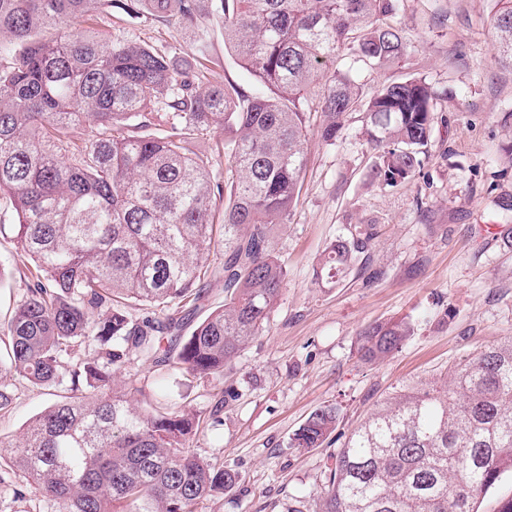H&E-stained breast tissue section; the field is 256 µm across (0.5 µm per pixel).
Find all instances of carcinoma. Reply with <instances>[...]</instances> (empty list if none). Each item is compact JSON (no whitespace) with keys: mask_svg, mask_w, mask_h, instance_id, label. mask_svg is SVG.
<instances>
[{"mask_svg":"<svg viewBox=\"0 0 512 512\" xmlns=\"http://www.w3.org/2000/svg\"><path fill=\"white\" fill-rule=\"evenodd\" d=\"M398 0H0V196L16 212L17 248L34 263L6 323L0 413L18 378L64 388L15 442L0 440L27 492L49 512H198L232 491L237 472L197 456L191 409L142 412L115 384L134 360L220 378L264 331L288 279L272 249L302 187L308 138L301 100L343 52L368 66L406 44L381 18ZM495 54L512 64V0H494ZM102 7L191 30L176 57L85 24ZM255 83L246 100L212 80L208 27ZM436 95L408 77L366 105L374 182L421 175ZM360 96L350 71L321 101L325 141ZM86 123L97 126L82 136ZM224 130V178L187 143ZM224 202L222 217L217 203ZM224 266L208 263L215 232ZM323 251L336 284L375 236L353 224ZM224 274V305L185 335L207 285ZM148 310L135 317L128 303ZM414 335L400 319L364 327L358 359L382 361ZM92 355H87L86 350ZM340 411L324 405L290 437L322 447ZM512 475V338L481 348L450 380L406 384L377 402L340 446L316 492L319 512H477Z\"/></svg>","mask_w":512,"mask_h":512,"instance_id":"obj_1","label":"carcinoma"}]
</instances>
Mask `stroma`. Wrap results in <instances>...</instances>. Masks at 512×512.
I'll return each instance as SVG.
<instances>
[{
  "label": "stroma",
  "mask_w": 512,
  "mask_h": 512,
  "mask_svg": "<svg viewBox=\"0 0 512 512\" xmlns=\"http://www.w3.org/2000/svg\"><path fill=\"white\" fill-rule=\"evenodd\" d=\"M488 0H399L390 24L406 42L404 55L380 67L337 56L329 71L352 70L362 105L346 114L334 141L310 133L307 168L290 224L275 237L288 282L261 336L224 373L234 397L219 398L213 381L141 361L134 401L150 411L168 404L197 411L202 427L192 447L201 457L238 471L230 493L201 512H286L298 500L317 512L337 441L310 451L289 439L308 415L327 404L341 410L338 436L348 435L372 404L406 381H428L480 348L512 336V67L494 58ZM113 39L146 42L170 53L189 49L184 30L118 11L99 16ZM218 81L248 94L253 83L210 30ZM436 94V120L423 173L382 188L369 178L375 152L367 142L365 102L383 85L408 76ZM17 216L0 198V323L26 292L31 260L14 244ZM372 222L378 235L367 260L334 286L314 269L325 247L352 224ZM407 319L414 336L392 357L365 364L355 338L365 326ZM53 400L48 389L19 380L0 439L10 440ZM220 415H212L216 401Z\"/></svg>",
  "instance_id": "35a3bbf8"
}]
</instances>
